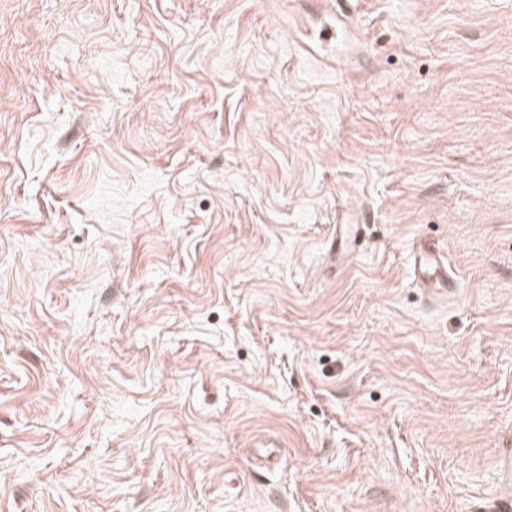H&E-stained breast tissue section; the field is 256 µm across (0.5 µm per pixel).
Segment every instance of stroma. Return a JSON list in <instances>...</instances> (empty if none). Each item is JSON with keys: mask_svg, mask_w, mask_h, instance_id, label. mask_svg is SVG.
<instances>
[{"mask_svg": "<svg viewBox=\"0 0 512 512\" xmlns=\"http://www.w3.org/2000/svg\"><path fill=\"white\" fill-rule=\"evenodd\" d=\"M345 10L339 53L317 0H0V512L493 494L512 0ZM418 237L456 294L413 282ZM339 225L337 224L336 226V254L339 256H349L356 251L366 224H343L342 228L345 238L341 239V244L338 247L337 229Z\"/></svg>", "mask_w": 512, "mask_h": 512, "instance_id": "35a3bbf8", "label": "stroma"}]
</instances>
